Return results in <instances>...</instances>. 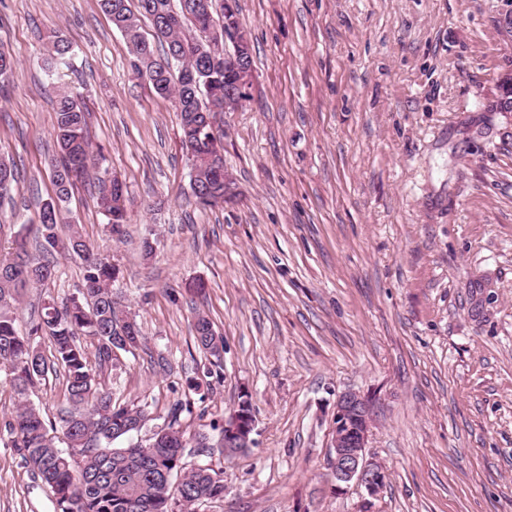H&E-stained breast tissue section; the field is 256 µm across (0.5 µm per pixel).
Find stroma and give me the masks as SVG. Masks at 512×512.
<instances>
[{
  "label": "stroma",
  "mask_w": 512,
  "mask_h": 512,
  "mask_svg": "<svg viewBox=\"0 0 512 512\" xmlns=\"http://www.w3.org/2000/svg\"><path fill=\"white\" fill-rule=\"evenodd\" d=\"M505 0H238L256 81L224 115L233 204L198 206L169 99L137 76L98 0H0V159L17 180L0 203V250L53 197L60 87L87 103L94 146L127 190L111 240L87 184L71 220L120 269L112 294L144 343L101 381L145 405L147 440L180 400L187 436L211 433L249 394L253 443L221 473L224 496L194 512H360L327 467L333 408L373 403L368 452L388 470L373 512H512V112H492L512 72ZM71 66L49 79L52 35ZM158 237L153 258L142 241ZM489 281L474 315L470 284ZM203 281V293L188 286ZM224 338L218 375L191 332ZM0 373V512H57L8 424Z\"/></svg>",
  "instance_id": "1"
}]
</instances>
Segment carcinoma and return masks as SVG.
I'll return each instance as SVG.
<instances>
[{
    "mask_svg": "<svg viewBox=\"0 0 512 512\" xmlns=\"http://www.w3.org/2000/svg\"><path fill=\"white\" fill-rule=\"evenodd\" d=\"M225 0H99L100 9L126 35L133 68L148 77L162 97H178L179 131L183 148L193 162L191 179L195 201L224 191V167H212L211 146L223 143L220 115L224 112V62H213L201 51L206 41L189 38L184 28L167 26L177 15L204 34L224 19ZM148 18L158 42L139 33V17ZM70 44L57 36L43 59L51 72L67 64ZM83 99L62 89L54 112L56 157L51 180L54 197L43 204L35 227V251H30V230L22 226L13 251L0 255V372L6 371L21 396L10 434L25 463L55 495L58 512H188L196 503L224 496V479L207 466L189 467L184 461L187 440L175 405L169 422L147 442L130 436L147 415L135 404H117L101 382V373L119 362L123 352L141 343L137 324L112 297L111 284L119 273L110 258L90 244L76 224L67 221L64 208L76 182L95 174L96 206L107 219L111 235L121 236L127 209L110 205L121 196L122 185L102 167L101 151L93 148ZM81 261L82 284L65 302L43 305L37 319L24 331L18 324L23 292L47 287L55 275V256ZM196 345L213 357L203 377L215 373L224 352V339L210 320L194 317ZM47 338L49 350L39 339ZM90 340L89 353L81 338ZM63 370L67 407L60 427L46 423L28 400L30 391ZM62 436H57V431ZM66 447L61 448L58 442Z\"/></svg>",
    "mask_w": 512,
    "mask_h": 512,
    "instance_id": "1",
    "label": "carcinoma"
}]
</instances>
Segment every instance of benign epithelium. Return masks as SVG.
<instances>
[{
	"label": "benign epithelium",
	"mask_w": 512,
	"mask_h": 512,
	"mask_svg": "<svg viewBox=\"0 0 512 512\" xmlns=\"http://www.w3.org/2000/svg\"><path fill=\"white\" fill-rule=\"evenodd\" d=\"M250 37L247 31L236 28L231 20H224V40L208 42L206 52L224 54V65L234 68L239 75L236 88L224 91V107H231L254 85V68L249 65L247 53ZM255 426L253 408L235 410L224 419V456L231 458L242 452L237 447L240 432L251 433ZM372 426V404L356 392H343L337 396L333 412L331 453L328 468L336 482V489L354 483L374 498L386 483V471L367 455Z\"/></svg>",
	"instance_id": "7a95c632"
}]
</instances>
